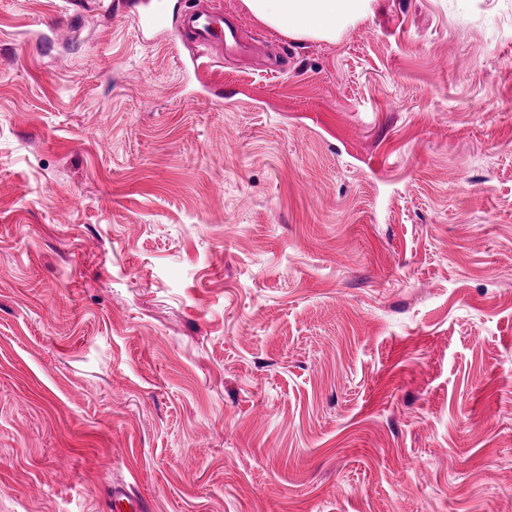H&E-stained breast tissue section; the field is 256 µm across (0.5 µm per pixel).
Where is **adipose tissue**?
Listing matches in <instances>:
<instances>
[{
	"instance_id": "1",
	"label": "adipose tissue",
	"mask_w": 512,
	"mask_h": 512,
	"mask_svg": "<svg viewBox=\"0 0 512 512\" xmlns=\"http://www.w3.org/2000/svg\"><path fill=\"white\" fill-rule=\"evenodd\" d=\"M243 4L279 34L332 42L372 14L376 0H243Z\"/></svg>"
}]
</instances>
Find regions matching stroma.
I'll return each instance as SVG.
<instances>
[{"label": "stroma", "instance_id": "35a3bbf8", "mask_svg": "<svg viewBox=\"0 0 512 512\" xmlns=\"http://www.w3.org/2000/svg\"><path fill=\"white\" fill-rule=\"evenodd\" d=\"M127 2L0 0V512H512V0ZM377 0H243L275 32L297 39L334 42L373 13ZM182 27L191 34L194 42L203 50L241 47L237 28L224 25V11L215 7L185 10L181 13ZM108 498V507L111 512H144L147 509L142 501L123 484L113 485ZM125 506H128V510H125Z\"/></svg>", "mask_w": 512, "mask_h": 512}]
</instances>
